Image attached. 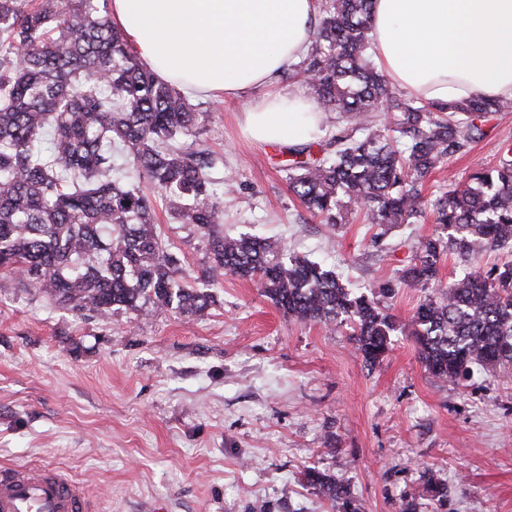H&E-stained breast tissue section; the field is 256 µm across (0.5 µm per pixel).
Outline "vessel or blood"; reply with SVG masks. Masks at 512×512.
<instances>
[{
  "label": "vessel or blood",
  "mask_w": 512,
  "mask_h": 512,
  "mask_svg": "<svg viewBox=\"0 0 512 512\" xmlns=\"http://www.w3.org/2000/svg\"><path fill=\"white\" fill-rule=\"evenodd\" d=\"M84 489L52 468L0 470V512H87Z\"/></svg>",
  "instance_id": "b4317fda"
}]
</instances>
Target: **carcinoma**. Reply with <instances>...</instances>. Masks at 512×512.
Segmentation results:
<instances>
[{
    "instance_id": "1",
    "label": "carcinoma",
    "mask_w": 512,
    "mask_h": 512,
    "mask_svg": "<svg viewBox=\"0 0 512 512\" xmlns=\"http://www.w3.org/2000/svg\"><path fill=\"white\" fill-rule=\"evenodd\" d=\"M307 56L288 72L311 90L339 134L288 148V187L312 217L334 229L355 211L377 226L411 224L424 211L443 230L419 241L397 280L370 294L336 271L290 255L267 239L224 234L219 159L196 146L206 112L160 82L112 25L107 0H0V271L64 309L102 319L118 310L171 308L191 317L212 295L183 282L161 238L156 197L112 177L117 147L127 166L203 232L208 287L231 274L253 281L301 323L347 326L368 367L391 350L399 325L390 301L401 286L430 287L449 252L468 264L445 288L425 294L407 335L434 377L459 384L473 369L512 367V261L471 266L478 255L512 250V142L466 181L448 177L432 198L426 178L486 135L489 115L512 99L439 106L397 93L372 61L371 0H317ZM305 483L334 512H358L344 482L317 467ZM436 509L448 486L424 479Z\"/></svg>"
}]
</instances>
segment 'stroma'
Returning <instances> with one entry per match:
<instances>
[{"label":"stroma","mask_w":512,"mask_h":512,"mask_svg":"<svg viewBox=\"0 0 512 512\" xmlns=\"http://www.w3.org/2000/svg\"><path fill=\"white\" fill-rule=\"evenodd\" d=\"M197 134L220 155L225 234H256L334 268L359 292L394 278L431 217L389 231L350 214L318 223L291 193L281 147L249 139L240 106L212 100ZM425 195L499 159L512 112ZM159 233L198 276L206 240L165 206ZM204 315L172 309L79 314L0 274V467H56L93 512H332L303 485L309 466L346 481L359 512H434L422 474L448 485L443 512H512V378L475 370L460 386L433 377L410 336L367 367L347 328L289 319L255 282L225 276Z\"/></svg>","instance_id":"obj_1"}]
</instances>
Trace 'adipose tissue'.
I'll use <instances>...</instances> for the list:
<instances>
[{"mask_svg": "<svg viewBox=\"0 0 512 512\" xmlns=\"http://www.w3.org/2000/svg\"><path fill=\"white\" fill-rule=\"evenodd\" d=\"M114 25L155 76L202 98H247L262 144L298 145L322 114L284 72L308 51L315 0H111ZM378 69L436 105L473 95L512 99V0H372Z\"/></svg>", "mask_w": 512, "mask_h": 512, "instance_id": "ef3b65f1", "label": "adipose tissue"}]
</instances>
